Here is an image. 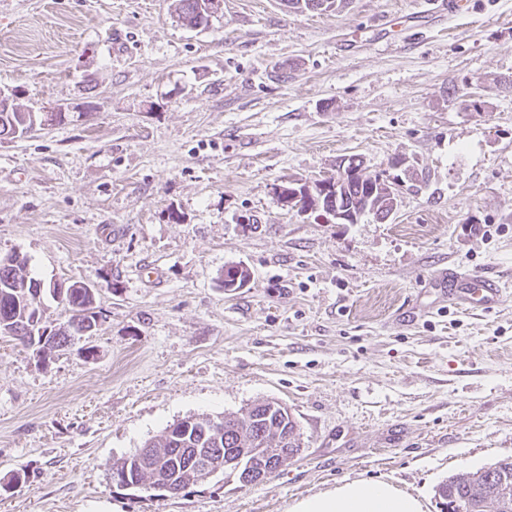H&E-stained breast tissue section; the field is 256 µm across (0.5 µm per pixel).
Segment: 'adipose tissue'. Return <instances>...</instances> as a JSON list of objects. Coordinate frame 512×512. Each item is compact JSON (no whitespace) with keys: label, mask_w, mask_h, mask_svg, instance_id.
<instances>
[{"label":"adipose tissue","mask_w":512,"mask_h":512,"mask_svg":"<svg viewBox=\"0 0 512 512\" xmlns=\"http://www.w3.org/2000/svg\"><path fill=\"white\" fill-rule=\"evenodd\" d=\"M291 512H422L416 498L383 482L352 481L303 498Z\"/></svg>","instance_id":"ef3b65f1"}]
</instances>
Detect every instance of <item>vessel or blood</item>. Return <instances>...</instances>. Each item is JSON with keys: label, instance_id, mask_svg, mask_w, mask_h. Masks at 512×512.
Segmentation results:
<instances>
[{"label": "vessel or blood", "instance_id": "1", "mask_svg": "<svg viewBox=\"0 0 512 512\" xmlns=\"http://www.w3.org/2000/svg\"><path fill=\"white\" fill-rule=\"evenodd\" d=\"M437 291L461 308L487 311L500 305L506 293L503 282L486 276L451 270L437 277Z\"/></svg>", "mask_w": 512, "mask_h": 512}]
</instances>
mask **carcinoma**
I'll use <instances>...</instances> for the list:
<instances>
[{"instance_id": "carcinoma-1", "label": "carcinoma", "mask_w": 512, "mask_h": 512, "mask_svg": "<svg viewBox=\"0 0 512 512\" xmlns=\"http://www.w3.org/2000/svg\"><path fill=\"white\" fill-rule=\"evenodd\" d=\"M179 21L191 28L207 27L219 5L215 0H175ZM295 12L331 11L343 0H285ZM62 112H31L15 103L4 105L0 99V141L22 137L36 127L65 123ZM350 172L347 183L328 193L314 187L299 200L300 210L326 211L336 207L359 217L376 209L392 211L396 198L379 183V176L366 173L363 161L355 156L340 162ZM249 271L242 266L224 269V287L247 281ZM49 291L60 299L68 312L67 321L53 329L43 322L41 298ZM99 312L95 293L82 282L65 288L45 286L29 269L26 256L12 253L0 257V336L11 337L25 346L57 349L68 345L73 334L93 335ZM50 330L48 336L40 330ZM275 446L281 453L292 455L301 449L300 433L291 415L264 407H248L240 413L213 419L196 416L184 425L170 424L162 435L147 442L136 453L121 460L113 479L126 485L145 488L156 483L169 485L173 493L198 483L202 469L224 456L251 454L261 448ZM437 494L448 506L447 512H512V458L499 460L476 472L452 475L437 488Z\"/></svg>"}]
</instances>
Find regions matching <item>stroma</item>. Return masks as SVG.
I'll use <instances>...</instances> for the list:
<instances>
[{"label":"stroma","mask_w":512,"mask_h":512,"mask_svg":"<svg viewBox=\"0 0 512 512\" xmlns=\"http://www.w3.org/2000/svg\"><path fill=\"white\" fill-rule=\"evenodd\" d=\"M470 2L223 0L191 29L174 0H0V90L69 114L0 142V257L103 313L45 361L0 338V512H289L354 480L441 512L512 457V0ZM351 155L398 181L388 220L281 205ZM449 268L504 302L441 298ZM266 399L302 447L264 481L112 482L174 421ZM433 285L463 309L488 311L500 305L506 293L503 282L486 276L451 270L437 277Z\"/></svg>","instance_id":"1"}]
</instances>
